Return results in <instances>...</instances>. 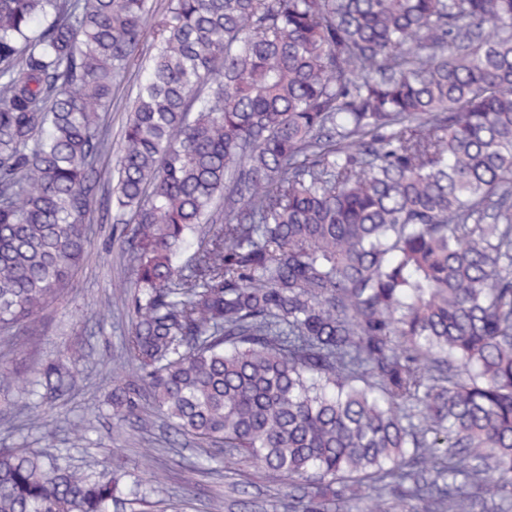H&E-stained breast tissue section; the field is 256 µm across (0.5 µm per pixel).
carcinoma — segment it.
<instances>
[{
    "instance_id": "obj_1",
    "label": "carcinoma",
    "mask_w": 512,
    "mask_h": 512,
    "mask_svg": "<svg viewBox=\"0 0 512 512\" xmlns=\"http://www.w3.org/2000/svg\"><path fill=\"white\" fill-rule=\"evenodd\" d=\"M152 38V51L144 43ZM120 421L288 485L289 512L512 508V0H0V330L68 284L109 152ZM80 358L23 391L56 400ZM0 448V512H162L146 465Z\"/></svg>"
}]
</instances>
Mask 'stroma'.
<instances>
[{
  "instance_id": "stroma-1",
  "label": "stroma",
  "mask_w": 512,
  "mask_h": 512,
  "mask_svg": "<svg viewBox=\"0 0 512 512\" xmlns=\"http://www.w3.org/2000/svg\"><path fill=\"white\" fill-rule=\"evenodd\" d=\"M137 79L129 71L114 90L112 109L104 116L112 149H119L129 98ZM112 158L100 166L91 235L94 247L72 283L41 313L33 331L0 340V366L29 375L39 359L68 346L82 348L81 373L53 411L23 407L16 383L0 385V447L55 449L62 463L85 470L111 461L132 474L151 463L166 479L182 512H211L215 498L224 512H288L279 486L260 469L243 461L224 468V451L193 442L174 443L167 425L152 417L143 423H118L105 402L111 381L123 378L129 323L123 306L128 272L121 257L120 225L113 222L110 171ZM196 468L192 486H185L187 469Z\"/></svg>"
}]
</instances>
